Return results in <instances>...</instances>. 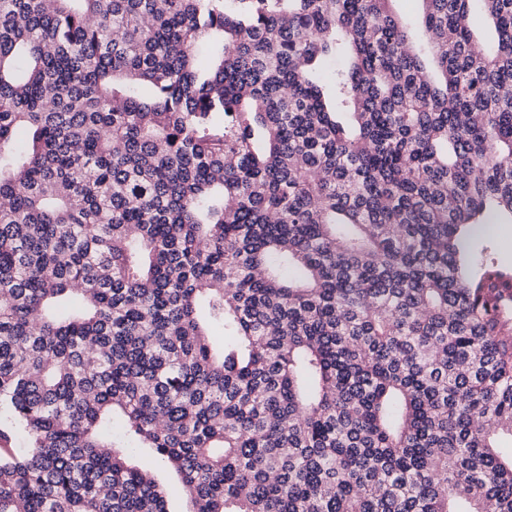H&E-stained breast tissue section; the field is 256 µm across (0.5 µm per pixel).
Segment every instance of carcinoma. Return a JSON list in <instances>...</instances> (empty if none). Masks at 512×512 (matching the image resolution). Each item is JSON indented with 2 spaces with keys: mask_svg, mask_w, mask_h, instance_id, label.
I'll return each mask as SVG.
<instances>
[{
  "mask_svg": "<svg viewBox=\"0 0 512 512\" xmlns=\"http://www.w3.org/2000/svg\"><path fill=\"white\" fill-rule=\"evenodd\" d=\"M390 2L0 0V512H512V0ZM506 234H493L481 240H472V247L465 255L466 269L477 274L486 264L494 262L502 271L512 275V224H500ZM155 478L167 486L170 494L168 497V510L170 512H187L192 509L188 498L178 489L180 486L179 476L172 470L159 467L154 472Z\"/></svg>",
  "mask_w": 512,
  "mask_h": 512,
  "instance_id": "carcinoma-1",
  "label": "carcinoma"
}]
</instances>
